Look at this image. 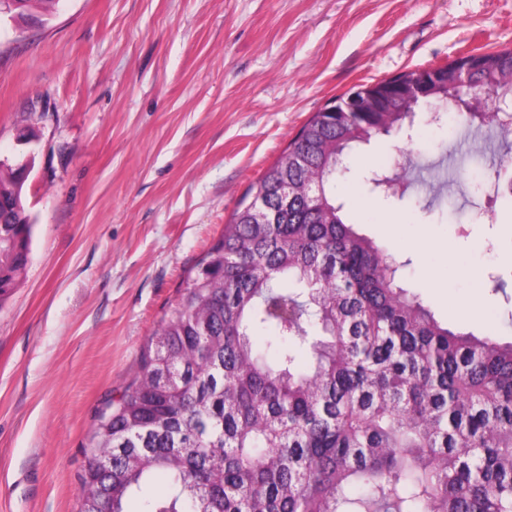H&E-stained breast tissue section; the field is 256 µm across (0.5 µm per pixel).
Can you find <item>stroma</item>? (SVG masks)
<instances>
[{
  "label": "stroma",
  "instance_id": "1",
  "mask_svg": "<svg viewBox=\"0 0 512 512\" xmlns=\"http://www.w3.org/2000/svg\"><path fill=\"white\" fill-rule=\"evenodd\" d=\"M475 48H512V0H58L42 26L1 23L0 159L33 157L35 228L0 307V512H78L98 410L313 112ZM458 131L418 111L412 138L355 153L336 200L439 321L509 343L512 203L487 201L491 162L430 211L424 188L367 182Z\"/></svg>",
  "mask_w": 512,
  "mask_h": 512
}]
</instances>
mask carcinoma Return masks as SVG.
Here are the masks:
<instances>
[{
    "label": "carcinoma",
    "instance_id": "cac0c4a2",
    "mask_svg": "<svg viewBox=\"0 0 512 512\" xmlns=\"http://www.w3.org/2000/svg\"><path fill=\"white\" fill-rule=\"evenodd\" d=\"M24 19L58 0H21ZM474 90L500 91L512 49ZM314 113L242 200L98 411L79 512H512V343L455 333L398 285L392 257L342 218L333 192L353 152L401 119ZM499 126L461 124L467 144ZM422 185L442 197V167ZM25 182L0 168V302L30 253ZM273 328V354L254 347ZM308 363H299L300 352ZM353 483L366 493L349 498Z\"/></svg>",
    "mask_w": 512,
    "mask_h": 512
}]
</instances>
